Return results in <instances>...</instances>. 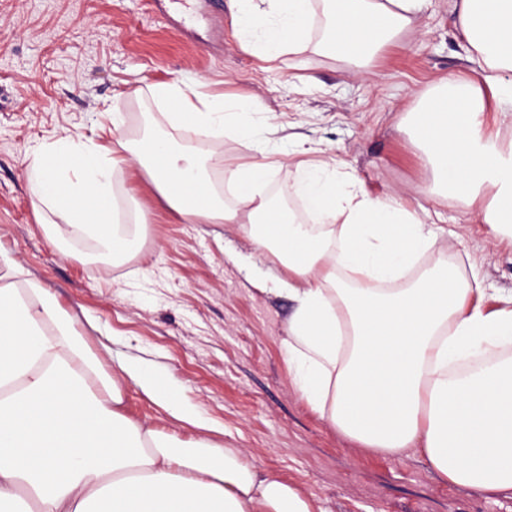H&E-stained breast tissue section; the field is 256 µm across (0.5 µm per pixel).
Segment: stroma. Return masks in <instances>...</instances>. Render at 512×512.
Returning a JSON list of instances; mask_svg holds the SVG:
<instances>
[{"mask_svg":"<svg viewBox=\"0 0 512 512\" xmlns=\"http://www.w3.org/2000/svg\"><path fill=\"white\" fill-rule=\"evenodd\" d=\"M219 24L197 19L180 31V13L155 0H0V245L25 278L48 288L84 332L106 372L139 359L165 368L181 401L243 450L260 471L299 489L316 512H512V492L487 495L436 478L421 454L396 458L360 448L313 414L290 384L281 352L292 304L259 293L254 278L281 273L231 224H185L136 171L119 180L125 215L148 218L142 252L121 263L97 259L92 242L63 228L50 240L35 221L28 157L64 135L90 134L116 109L121 132L192 142L218 179L228 161L251 158V144L171 126L153 88L180 79L207 93L244 97L281 146L301 141L348 162L371 192L412 191L463 235L457 251L484 247L488 288H512V246L494 240L477 213L433 195L432 172L405 130L408 112L437 78L480 75L461 46L448 0L393 38L366 77L332 51L306 49L267 68L240 52L230 8ZM310 83L298 89L291 77ZM125 413L187 446L195 428L172 419L135 387Z\"/></svg>","mask_w":512,"mask_h":512,"instance_id":"1","label":"stroma"}]
</instances>
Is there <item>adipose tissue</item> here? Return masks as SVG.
<instances>
[{
  "instance_id": "adipose-tissue-1",
  "label": "adipose tissue",
  "mask_w": 512,
  "mask_h": 512,
  "mask_svg": "<svg viewBox=\"0 0 512 512\" xmlns=\"http://www.w3.org/2000/svg\"><path fill=\"white\" fill-rule=\"evenodd\" d=\"M330 47L364 74L385 40L432 0H321ZM465 48L483 73L448 74L413 109L412 139L436 193L481 216L512 241V139L486 130V113L512 117V0H448ZM238 49L272 63L309 45L312 0H231ZM169 122L252 143L259 160L228 163L233 205L214 193L194 146L169 139L109 147L63 136L31 156L28 175L45 210L91 237L112 260L138 252V227L118 224L117 173L135 165L186 224H235L284 268L260 292L288 296L281 349L309 410L372 452L420 450L442 481L512 491V290L488 295L482 259L461 261L444 228L426 223L407 191L372 194L335 154L298 155V188L312 224L275 207L277 164L238 96L192 82L156 85ZM435 262L425 270L423 256ZM107 374L69 314L37 283L0 278V512H314L297 488L259 473L219 446L212 425L177 396L162 369L138 360ZM199 430L174 446L124 412L127 385Z\"/></svg>"
}]
</instances>
